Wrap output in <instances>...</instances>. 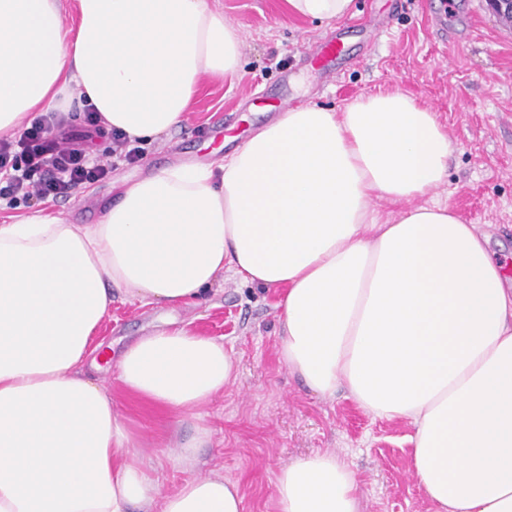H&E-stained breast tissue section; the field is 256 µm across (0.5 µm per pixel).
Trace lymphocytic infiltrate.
<instances>
[{"mask_svg":"<svg viewBox=\"0 0 512 512\" xmlns=\"http://www.w3.org/2000/svg\"><path fill=\"white\" fill-rule=\"evenodd\" d=\"M104 134L126 161L139 160L140 148L123 134L106 133L90 109L81 115L47 113L14 141H0V200L14 206L35 198L65 199L79 186L103 180L108 167L90 161L87 147Z\"/></svg>","mask_w":512,"mask_h":512,"instance_id":"f902f5d3","label":"lymphocytic infiltrate"}]
</instances>
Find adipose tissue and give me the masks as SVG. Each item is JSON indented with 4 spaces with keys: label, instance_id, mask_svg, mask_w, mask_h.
<instances>
[{
    "label": "adipose tissue",
    "instance_id": "obj_1",
    "mask_svg": "<svg viewBox=\"0 0 512 512\" xmlns=\"http://www.w3.org/2000/svg\"><path fill=\"white\" fill-rule=\"evenodd\" d=\"M242 39L209 0H0V140L41 113L92 105L151 142L204 76L238 72ZM435 112L395 90L336 112L288 109L210 165L125 185L99 223L41 212L0 224V512H243L211 474L163 491L139 435L94 380L113 290L170 309L225 273L278 289L279 356L320 396L407 421L436 512H512V282L489 234L422 199L448 176ZM408 203L383 215L378 201ZM223 342L168 321L125 346L130 397L191 419L166 450L193 465L202 413L234 382ZM359 482L318 452L275 475V512H359Z\"/></svg>",
    "mask_w": 512,
    "mask_h": 512
}]
</instances>
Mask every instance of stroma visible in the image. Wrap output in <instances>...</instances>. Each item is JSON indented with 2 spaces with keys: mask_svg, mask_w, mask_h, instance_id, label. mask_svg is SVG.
I'll use <instances>...</instances> for the list:
<instances>
[{
  "mask_svg": "<svg viewBox=\"0 0 512 512\" xmlns=\"http://www.w3.org/2000/svg\"><path fill=\"white\" fill-rule=\"evenodd\" d=\"M242 38L241 71L205 80L184 122L143 145L137 163L113 160L112 141L97 139L96 156L112 160L103 181L69 198L0 203V224L40 209L72 224H96L119 188L174 164H212L274 120L271 103L288 95L294 105L336 110L369 95L401 90L436 112L452 145L447 179L428 202L454 207L466 223L490 234L494 259L512 279V28L503 27L484 0H355L354 12L328 24L290 16L286 0H212ZM343 30L353 61L319 78L300 62L335 30ZM278 294L225 274L201 306L170 310L143 306L121 294L98 336L119 354L161 320L223 342L239 361L237 379L204 409L214 430L192 467L157 457L178 447L188 425L121 393L112 372L95 377L116 396L139 432L141 451L163 490L213 473L239 485L244 512H275V475L290 461L329 451L353 469L362 512H435L413 475L411 426L374 417L344 392L321 398L279 358Z\"/></svg>",
  "mask_w": 512,
  "mask_h": 512,
  "instance_id": "1",
  "label": "stroma"
}]
</instances>
